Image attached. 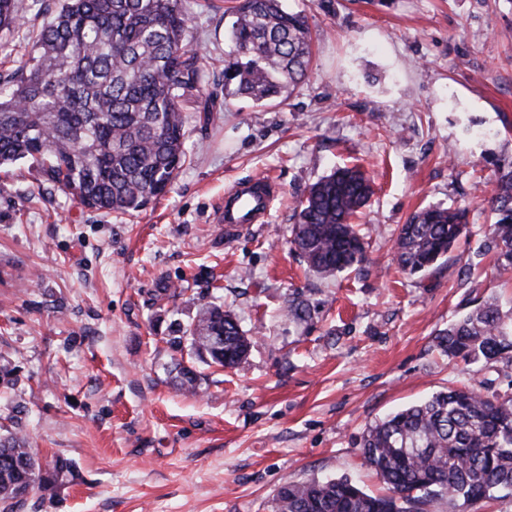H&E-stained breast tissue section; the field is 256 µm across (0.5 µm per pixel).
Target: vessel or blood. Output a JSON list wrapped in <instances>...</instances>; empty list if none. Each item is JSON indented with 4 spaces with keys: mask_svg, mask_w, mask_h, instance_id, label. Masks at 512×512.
<instances>
[{
    "mask_svg": "<svg viewBox=\"0 0 512 512\" xmlns=\"http://www.w3.org/2000/svg\"><path fill=\"white\" fill-rule=\"evenodd\" d=\"M277 193V185L267 179L238 183L225 192L223 202L213 212V221L229 233L262 223Z\"/></svg>",
    "mask_w": 512,
    "mask_h": 512,
    "instance_id": "1",
    "label": "vessel or blood"
}]
</instances>
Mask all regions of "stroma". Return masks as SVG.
I'll return each instance as SVG.
<instances>
[{
  "label": "stroma",
  "mask_w": 512,
  "mask_h": 512,
  "mask_svg": "<svg viewBox=\"0 0 512 512\" xmlns=\"http://www.w3.org/2000/svg\"><path fill=\"white\" fill-rule=\"evenodd\" d=\"M31 2L0 33V73L57 4ZM184 2L188 39L223 84L234 0ZM282 4L316 35L308 79L277 104L231 99L207 126L184 100L191 159L143 210L84 207L26 160L0 169V436L74 468L14 512H273L284 481L313 477L381 495L358 450L368 424L451 386L512 390V375L437 345L483 301L512 312V284L480 251L492 180L512 164V0ZM343 164L374 189L357 218L366 259L325 278L290 250L293 208ZM254 177L279 188L268 220L226 238L212 211ZM429 204L468 207L470 234L409 276L394 240ZM296 293L300 322L285 314ZM214 297L253 341L233 369L166 342ZM185 362L194 395L178 385Z\"/></svg>",
  "instance_id": "1"
}]
</instances>
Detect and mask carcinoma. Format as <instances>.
<instances>
[{"instance_id":"1","label":"carcinoma","mask_w":512,"mask_h":512,"mask_svg":"<svg viewBox=\"0 0 512 512\" xmlns=\"http://www.w3.org/2000/svg\"><path fill=\"white\" fill-rule=\"evenodd\" d=\"M183 0H60L29 33L26 60L0 79V167L20 160L40 166L46 180L96 209L137 211L164 194L189 161L181 104L201 103L208 125L224 101L244 97L271 104L305 80L312 36L307 17L280 0H241L230 11L224 84L209 83L205 60L187 48ZM16 0H0V32L19 28ZM371 185L358 167L339 168L312 184L294 214L290 244L314 272L333 276L365 259L352 219ZM493 215L487 248L495 269L512 276V165L501 168L487 200ZM468 232L464 208L425 207L402 225L395 258L423 273ZM167 343L203 345L197 336L224 337V357L240 364L250 342L234 314L203 304L187 326L171 323ZM448 356L512 369V315L487 302L437 336ZM360 455L388 486L374 496L346 477L290 482L278 488L274 512H431L512 492V395L465 385L390 413L368 425ZM69 462L44 466L27 441L0 438V507L13 512L17 487L50 495Z\"/></svg>"}]
</instances>
